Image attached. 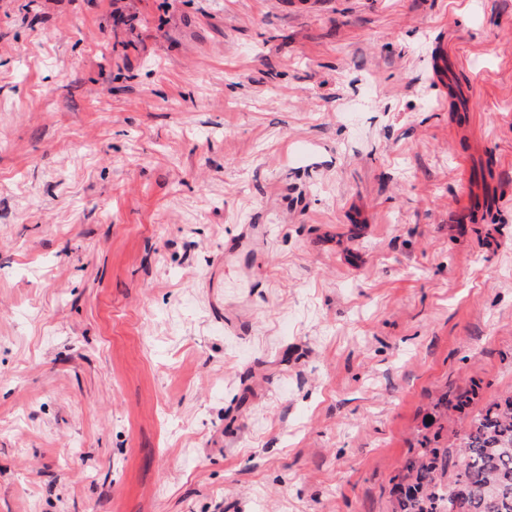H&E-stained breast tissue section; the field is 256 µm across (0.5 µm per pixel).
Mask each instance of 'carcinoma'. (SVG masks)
<instances>
[{
	"mask_svg": "<svg viewBox=\"0 0 512 512\" xmlns=\"http://www.w3.org/2000/svg\"><path fill=\"white\" fill-rule=\"evenodd\" d=\"M393 495L392 512H512V393L486 403L441 448L422 437Z\"/></svg>",
	"mask_w": 512,
	"mask_h": 512,
	"instance_id": "carcinoma-1",
	"label": "carcinoma"
}]
</instances>
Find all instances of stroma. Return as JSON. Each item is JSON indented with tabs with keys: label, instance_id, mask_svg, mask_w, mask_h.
Segmentation results:
<instances>
[{
	"label": "stroma",
	"instance_id": "1",
	"mask_svg": "<svg viewBox=\"0 0 512 512\" xmlns=\"http://www.w3.org/2000/svg\"><path fill=\"white\" fill-rule=\"evenodd\" d=\"M472 381L512 0H0V512H391Z\"/></svg>",
	"mask_w": 512,
	"mask_h": 512
}]
</instances>
